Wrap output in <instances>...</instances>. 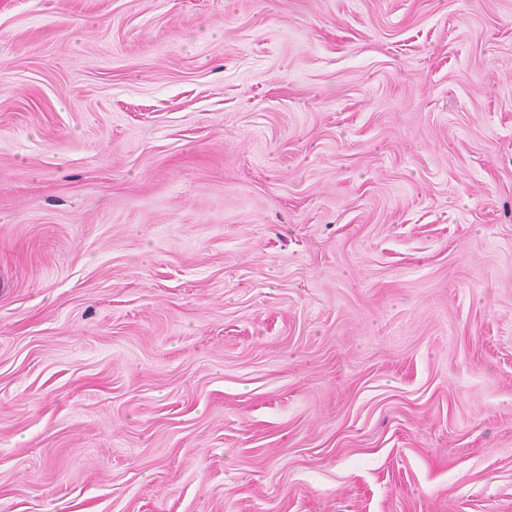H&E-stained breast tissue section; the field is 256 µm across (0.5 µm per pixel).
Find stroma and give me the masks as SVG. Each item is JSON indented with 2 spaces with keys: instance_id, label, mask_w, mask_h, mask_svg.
Returning <instances> with one entry per match:
<instances>
[{
  "instance_id": "35a3bbf8",
  "label": "stroma",
  "mask_w": 512,
  "mask_h": 512,
  "mask_svg": "<svg viewBox=\"0 0 512 512\" xmlns=\"http://www.w3.org/2000/svg\"><path fill=\"white\" fill-rule=\"evenodd\" d=\"M0 512H512V0H0Z\"/></svg>"
}]
</instances>
